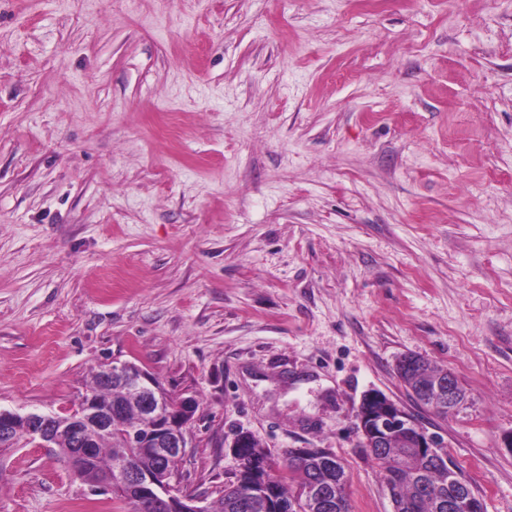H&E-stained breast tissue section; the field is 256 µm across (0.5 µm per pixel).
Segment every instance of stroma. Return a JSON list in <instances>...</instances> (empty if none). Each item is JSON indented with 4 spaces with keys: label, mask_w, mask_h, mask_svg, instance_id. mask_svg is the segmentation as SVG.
<instances>
[{
    "label": "stroma",
    "mask_w": 512,
    "mask_h": 512,
    "mask_svg": "<svg viewBox=\"0 0 512 512\" xmlns=\"http://www.w3.org/2000/svg\"><path fill=\"white\" fill-rule=\"evenodd\" d=\"M409 352L466 408L422 414ZM112 362L198 401L202 505L248 431L393 512L375 389L512 512V0H0V409L68 410ZM79 506L132 510L0 454V512Z\"/></svg>",
    "instance_id": "obj_1"
}]
</instances>
